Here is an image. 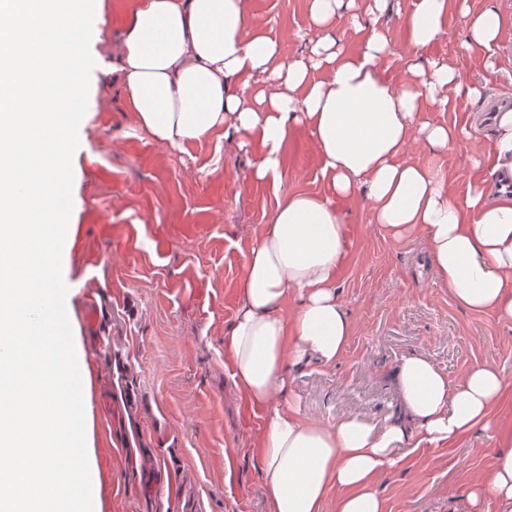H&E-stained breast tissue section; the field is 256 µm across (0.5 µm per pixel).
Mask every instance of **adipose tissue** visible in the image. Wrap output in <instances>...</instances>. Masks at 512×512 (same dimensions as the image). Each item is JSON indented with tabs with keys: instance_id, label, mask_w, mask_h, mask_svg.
<instances>
[{
	"instance_id": "ef3b65f1",
	"label": "adipose tissue",
	"mask_w": 512,
	"mask_h": 512,
	"mask_svg": "<svg viewBox=\"0 0 512 512\" xmlns=\"http://www.w3.org/2000/svg\"><path fill=\"white\" fill-rule=\"evenodd\" d=\"M308 0L309 48L288 53L255 21L256 0H138L118 68L125 106L154 141L180 151L217 130L259 154L249 173L281 183V148L297 129L314 142L325 194L290 193L276 205L246 258L237 313L224 337L231 378L265 414L258 452L267 512H384L375 484L415 449L441 448L495 428L492 466L465 480L469 512L494 499L512 512V419L496 410L512 401V379L474 364L457 383L423 355L395 373L400 417L374 427L353 417L308 418L294 391V370L331 366L346 352L353 323L337 292L352 252L341 203L365 198L370 221L392 238L421 234L436 279L466 309L512 318V108L493 113L480 160L487 177L453 196L436 156L470 139L467 126L427 113L479 100L443 61L412 65L415 79L384 76L391 53L379 24L388 0ZM466 45L498 48L508 21L460 7ZM447 0H413L404 24L424 55L445 24ZM365 33L344 49L336 26Z\"/></svg>"
}]
</instances>
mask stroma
Returning <instances> with one entry per match:
<instances>
[{"mask_svg":"<svg viewBox=\"0 0 512 512\" xmlns=\"http://www.w3.org/2000/svg\"><path fill=\"white\" fill-rule=\"evenodd\" d=\"M136 0H102L94 14L88 107L72 158L73 210L62 252V274L73 285L70 326L76 353L88 370L83 383L89 467L98 474L100 512H170L144 483L153 463L165 485L180 470L200 486L199 512H266L257 451L263 412L249 408L230 380L224 334L233 322L246 255L278 195L323 192L317 153L308 131L284 145L280 187L252 181L256 151L217 132L180 152L156 143L136 126L120 80L109 74ZM387 11L392 53L385 75L394 85L412 79L409 35L401 14ZM428 51L464 82L484 85V102L461 101L433 112L440 123L512 92V61L505 51L489 68L465 48L458 0ZM307 0H259L256 20L288 50L300 52ZM481 138L437 157L448 189L465 195L484 176L475 158ZM353 231L349 264L339 279L341 302L354 322L348 348L336 365L314 362L295 373L305 414L332 422L358 416L381 425L401 404L394 373L402 358L423 355L457 381L474 363L512 378V319L474 313L436 282L421 235L400 240L371 224L365 200L343 203ZM134 379L137 412L125 411L114 384L117 370L97 346L103 332ZM493 430L455 447L419 448L382 475L377 490L385 512H464L459 487L491 467Z\"/></svg>","mask_w":512,"mask_h":512,"instance_id":"35a3bbf8","label":"stroma"}]
</instances>
